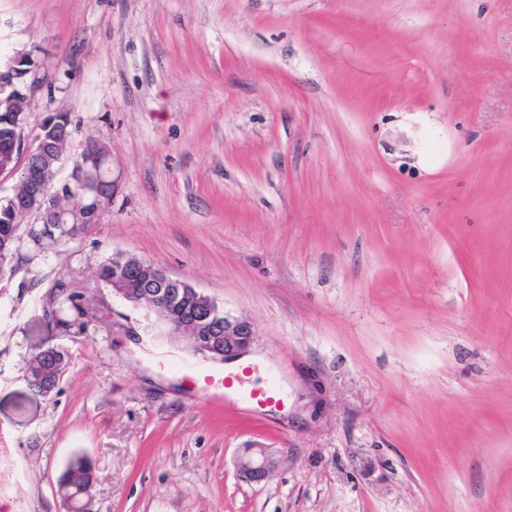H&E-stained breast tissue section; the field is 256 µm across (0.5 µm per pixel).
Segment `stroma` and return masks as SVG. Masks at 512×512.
I'll use <instances>...</instances> for the list:
<instances>
[{
	"label": "stroma",
	"instance_id": "35a3bbf8",
	"mask_svg": "<svg viewBox=\"0 0 512 512\" xmlns=\"http://www.w3.org/2000/svg\"><path fill=\"white\" fill-rule=\"evenodd\" d=\"M16 51L26 136L69 113L58 179L101 139L117 188L0 283V512H65L77 454L90 512H512V0H0ZM116 253L248 319L244 389L205 400L223 363L98 283ZM80 297L78 292L66 282L59 281L52 286L47 305L54 315L56 326L66 335L71 333V328L74 326H78V330L83 328L84 323L79 322L80 317L83 316V309L79 303ZM69 311L76 313L74 319L68 318ZM58 350V349H57ZM56 355H58V358H51V359H45L43 360L44 364L43 367L46 369V372L48 375L53 376L56 372L59 371V365H55L56 362H60L64 360V366H67V360H68V354L66 351L58 350L55 351ZM40 364L36 365L35 367L29 369L26 372V380L29 384V386L42 394H49L55 386L58 384L60 378L62 377L65 369H62L56 377V380L54 382V387H50L49 384L46 382L47 376L45 369ZM236 467L243 479L260 483L274 475L276 462L265 448H244L237 457ZM93 484L90 461L83 456L75 457L57 481L58 494L62 499H76L80 504L90 495Z\"/></svg>",
	"mask_w": 512,
	"mask_h": 512
}]
</instances>
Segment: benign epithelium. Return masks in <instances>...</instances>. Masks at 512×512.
<instances>
[{"label":"benign epithelium","instance_id":"1","mask_svg":"<svg viewBox=\"0 0 512 512\" xmlns=\"http://www.w3.org/2000/svg\"><path fill=\"white\" fill-rule=\"evenodd\" d=\"M31 54L18 52L0 68V113L12 112L24 116L26 94L19 86L20 80L31 70ZM139 278L150 281L148 290L135 291L125 277L112 278V291L122 296L137 308L152 313L156 320L166 325L172 335L186 334L191 339L194 351L212 361H224L245 353L253 342V331L249 321L243 317L231 316L213 309V298L200 294L192 315L182 311L181 300L189 292L187 282L173 278L163 270L141 263L136 264ZM224 320H219V317ZM29 386L49 394L52 387L46 382V372L41 365L26 372ZM239 475L250 483L269 480L275 472L276 462L264 448H245L237 457Z\"/></svg>","mask_w":512,"mask_h":512}]
</instances>
